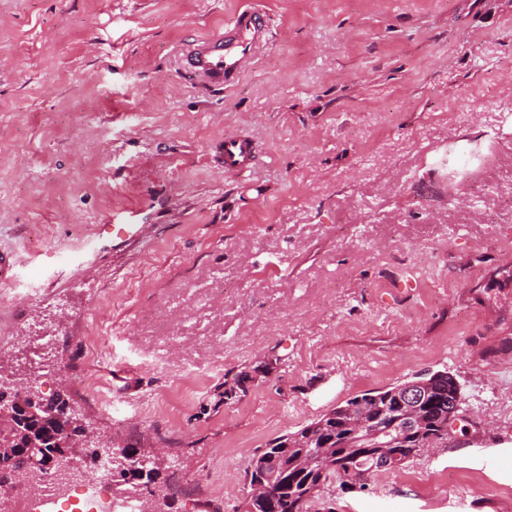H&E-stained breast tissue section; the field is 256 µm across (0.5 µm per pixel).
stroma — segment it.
I'll use <instances>...</instances> for the list:
<instances>
[{"label": "stroma", "mask_w": 512, "mask_h": 512, "mask_svg": "<svg viewBox=\"0 0 512 512\" xmlns=\"http://www.w3.org/2000/svg\"><path fill=\"white\" fill-rule=\"evenodd\" d=\"M246 8L269 45L201 86L184 49ZM1 252L0 384L88 377L175 512H238L271 440L427 370L447 445L319 507L512 512V0H0ZM257 160L254 144L240 135L224 136V170L228 173L245 174Z\"/></svg>", "instance_id": "35a3bbf8"}]
</instances>
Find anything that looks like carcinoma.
<instances>
[{
	"instance_id": "obj_1",
	"label": "carcinoma",
	"mask_w": 512,
	"mask_h": 512,
	"mask_svg": "<svg viewBox=\"0 0 512 512\" xmlns=\"http://www.w3.org/2000/svg\"><path fill=\"white\" fill-rule=\"evenodd\" d=\"M438 381L416 408L424 432L409 433L397 423L400 414L393 392L397 386L365 390L332 411L303 426L293 434L270 441L255 455L248 470L246 491L262 488L253 502L255 512H310L323 486L334 481L341 490L358 484L367 487L372 475L385 469L374 448L350 445L351 434L368 426L382 432L378 442L386 444L383 453L394 454L407 464L422 454V448L448 441V400L455 389L448 386V373H437ZM59 420L79 430L71 398L56 395ZM51 423L44 417L14 412L9 436L13 448H32L40 460L52 448ZM163 465L149 463L143 471L112 466V482L126 485L139 482L156 491L155 512H171L176 496L168 480L160 479Z\"/></svg>"
}]
</instances>
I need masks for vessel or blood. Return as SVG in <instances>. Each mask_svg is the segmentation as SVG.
Returning <instances> with one entry per match:
<instances>
[{
    "mask_svg": "<svg viewBox=\"0 0 512 512\" xmlns=\"http://www.w3.org/2000/svg\"><path fill=\"white\" fill-rule=\"evenodd\" d=\"M269 43L267 20L263 13L245 9L237 14L230 28L214 36L201 38L185 57L188 74L208 86L221 89L232 85L247 62ZM257 160L254 144L240 135L224 137V170L244 174Z\"/></svg>",
    "mask_w": 512,
    "mask_h": 512,
    "instance_id": "b4317fda",
    "label": "vessel or blood"
}]
</instances>
